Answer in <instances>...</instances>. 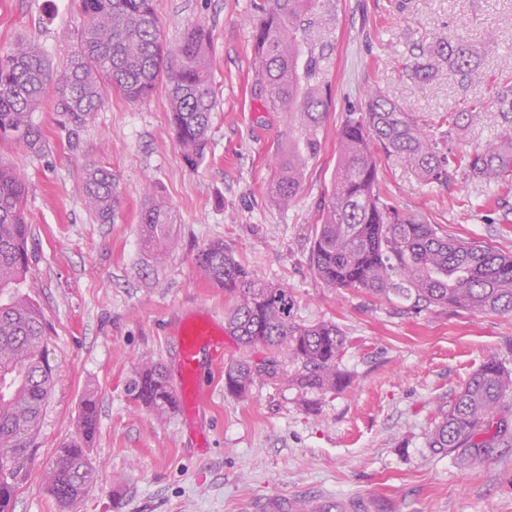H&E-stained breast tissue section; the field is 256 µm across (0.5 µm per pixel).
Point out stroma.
I'll return each mask as SVG.
<instances>
[{
	"label": "stroma",
	"instance_id": "stroma-1",
	"mask_svg": "<svg viewBox=\"0 0 512 512\" xmlns=\"http://www.w3.org/2000/svg\"><path fill=\"white\" fill-rule=\"evenodd\" d=\"M258 0H154L164 41L176 46L188 25L211 37L217 108L206 160L188 167L170 132L168 86L141 102L108 96L70 140L54 110L55 88L33 120L45 148L33 155L0 142V158L27 177L31 296L51 323L57 369L44 407L28 475L15 512H248L278 494L368 498L374 512H512V442L477 457L437 453L427 436L455 391L496 359L512 369V314L427 308L413 313L398 298L327 287L314 273L317 213L336 170L338 133L368 90L411 112L440 150L466 154L512 133L495 103L493 76L512 57V0H319L309 38L320 55L329 110L288 207L266 191L278 160L297 134L295 115L269 112L253 61ZM84 23L78 0H0V55L34 41L61 73ZM478 52L489 79L460 85L449 69L430 81L407 67L441 39ZM467 112L449 133L443 115ZM91 164L111 169L117 200L103 224L79 186ZM382 192L400 212L512 255V191L457 174L420 181L385 154L377 156ZM172 210L174 250H149L139 212L148 185ZM216 240L230 245L266 283L293 296L292 318L331 321L346 337L339 391L317 395L291 382H254L237 398L224 368L276 357L273 349L224 339L219 366L206 370L208 397L196 415L160 417L132 401L128 386L153 360L177 383L172 324L203 308L226 314L231 301L200 274L195 258ZM98 404L90 455L97 480L77 502L60 507L41 475L70 443L87 394Z\"/></svg>",
	"mask_w": 512,
	"mask_h": 512
}]
</instances>
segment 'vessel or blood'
<instances>
[{
  "instance_id": "obj_1",
  "label": "vessel or blood",
  "mask_w": 512,
  "mask_h": 512,
  "mask_svg": "<svg viewBox=\"0 0 512 512\" xmlns=\"http://www.w3.org/2000/svg\"><path fill=\"white\" fill-rule=\"evenodd\" d=\"M175 335L179 346L180 379L173 393L179 407L194 411L203 406L206 396L201 386V355L204 348L220 346L212 311L182 319ZM368 501L364 498L328 499L303 495L281 494L268 499L263 512H367Z\"/></svg>"
}]
</instances>
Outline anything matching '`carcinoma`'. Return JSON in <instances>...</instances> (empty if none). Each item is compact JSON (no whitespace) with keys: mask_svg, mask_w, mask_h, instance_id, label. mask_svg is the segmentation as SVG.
<instances>
[{"mask_svg":"<svg viewBox=\"0 0 512 512\" xmlns=\"http://www.w3.org/2000/svg\"><path fill=\"white\" fill-rule=\"evenodd\" d=\"M316 0H263L253 24L257 75L264 106L297 113L304 150L288 159L268 185L281 206L293 201L307 156L317 153L318 130L329 100L318 84L320 56L306 37L305 18ZM84 24L78 47L58 79L55 111L77 138L92 113L110 93L130 102L144 100L166 81L171 132L182 157L194 168L207 156L212 112L210 33L202 24L187 28L181 43L163 40L153 0H79ZM448 64L463 84L484 79L476 53L467 43L439 41L422 51L411 76L427 80ZM51 70L39 49L26 41L0 56V141L31 154L45 146L33 113L43 107ZM494 102L504 120L512 118V79L497 84ZM409 167L425 182H442L461 170L486 183L512 179V136L506 135L469 154L443 153L411 113L378 92L351 112L338 137V161L331 190L317 219L311 260L316 275L330 288L361 289L377 297L396 296L412 307L460 308L475 313H512V256L476 241L442 235L440 228L400 213L376 190L373 145ZM26 179L0 161V449L15 451L10 481H0V502L14 498L27 476L43 408L54 386L49 364L45 317L25 289L30 224ZM82 195L94 217L108 223L116 201L112 171L90 164ZM146 247L173 248L171 209L158 194L145 197L140 214ZM203 276L233 299L225 317L229 332L245 347H276L296 366L292 380L320 395L338 391L346 376L337 368L345 336L331 322L301 325L292 319L287 288L263 282L222 241L210 243L196 258ZM279 360L259 364L238 361L224 368V387L245 396L258 378L278 376ZM132 399L158 415L177 409L163 366L145 362L129 385ZM512 409V370L490 360L455 394L428 437L438 453L473 456L512 436L506 413ZM98 424L97 400L88 395L76 425V437L60 449L42 482L61 506L76 502L94 484L96 466L89 453Z\"/></svg>","mask_w":512,"mask_h":512,"instance_id":"1","label":"carcinoma"}]
</instances>
